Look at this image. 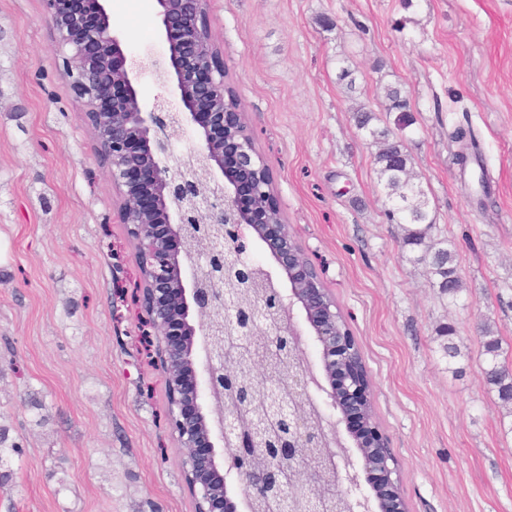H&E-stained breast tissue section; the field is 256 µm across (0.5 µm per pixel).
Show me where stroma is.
<instances>
[{
    "instance_id": "stroma-1",
    "label": "stroma",
    "mask_w": 512,
    "mask_h": 512,
    "mask_svg": "<svg viewBox=\"0 0 512 512\" xmlns=\"http://www.w3.org/2000/svg\"><path fill=\"white\" fill-rule=\"evenodd\" d=\"M207 8L283 222L359 343L410 512H512V408L486 383L479 332L512 364V0ZM109 9L136 53L162 55L155 0ZM391 86L433 237L457 252L452 299L388 220L356 123L364 108L394 127ZM81 109L42 0H0V425L22 450L0 464V512H193L140 342L135 250ZM460 129L483 165H457Z\"/></svg>"
}]
</instances>
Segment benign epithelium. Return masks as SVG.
<instances>
[{
  "mask_svg": "<svg viewBox=\"0 0 512 512\" xmlns=\"http://www.w3.org/2000/svg\"><path fill=\"white\" fill-rule=\"evenodd\" d=\"M42 2L137 254L138 304L156 340L194 512H293L291 491L305 497L304 512H409L397 458L368 417L356 338L282 224L273 172L230 100L207 0H156L165 52L151 66L164 94L151 101L141 93L146 63L114 29L108 0ZM180 133L200 148L174 168ZM259 242L275 267L253 258ZM289 353L303 355L305 370L270 384ZM343 421L358 468L342 451Z\"/></svg>",
  "mask_w": 512,
  "mask_h": 512,
  "instance_id": "7a95c632",
  "label": "benign epithelium"
}]
</instances>
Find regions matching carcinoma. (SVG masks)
Returning a JSON list of instances; mask_svg holds the SVG:
<instances>
[{
    "mask_svg": "<svg viewBox=\"0 0 512 512\" xmlns=\"http://www.w3.org/2000/svg\"><path fill=\"white\" fill-rule=\"evenodd\" d=\"M372 136L384 144L375 157L377 174L391 203L388 212L390 220L404 225L402 244L424 247L421 261L428 266L440 294L450 297L457 295L462 287V278L456 253L430 239L429 232L434 222L429 217L428 201L423 190L406 176L408 155L402 140L389 137L385 131L374 132ZM482 348L488 364L485 369L487 384L496 389L504 405H512V367L498 360L502 350L501 339L485 328Z\"/></svg>",
    "mask_w": 512,
    "mask_h": 512,
    "instance_id": "obj_1",
    "label": "carcinoma"
}]
</instances>
